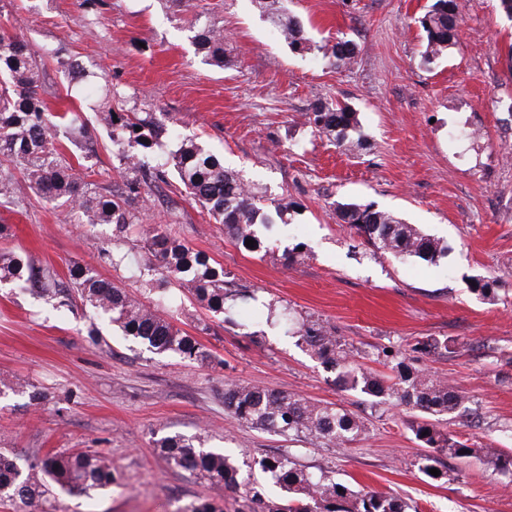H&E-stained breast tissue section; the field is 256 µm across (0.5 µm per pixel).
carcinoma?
<instances>
[{
  "label": "carcinoma",
  "mask_w": 512,
  "mask_h": 512,
  "mask_svg": "<svg viewBox=\"0 0 512 512\" xmlns=\"http://www.w3.org/2000/svg\"><path fill=\"white\" fill-rule=\"evenodd\" d=\"M278 35L297 53H320L329 67L343 68L358 50L350 39L317 42L306 36L302 20L288 7V0H255ZM460 22L458 0H434L418 18L425 35L422 60L431 64L456 45ZM193 43L204 61L224 66V31L204 24L194 26ZM56 61L66 76L68 88L98 87L89 100L98 125L116 147V171L120 182L101 188L76 176L72 164L55 145L58 133L76 128L75 112L53 113L44 98L41 74L45 61ZM307 121L320 137L339 147H361L366 139L359 113L350 105L318 100L307 113ZM179 138L176 128H166L153 112L126 108V97L116 88L101 83L93 67L75 63L51 50L33 52L26 41L0 28V199L21 202L13 170H18L40 198L65 212L78 224H110L116 241L125 240L128 225L144 218L146 189L177 178L185 192L197 201L215 223L224 225V234L235 246L250 253L275 255L266 240L257 235V226L269 228L289 224L300 204L285 195L267 196L250 185L239 171L224 166V158L209 151L196 138H180L176 150L161 163L149 156L164 133ZM137 151L130 152L128 148ZM337 223L345 225L370 251L397 261L410 258L434 263L447 247L432 235L395 214L375 205L338 201L334 203ZM254 240L248 248L246 240ZM149 254L141 284L157 300L147 304L125 285L101 276L80 263L68 267L69 287L96 313L107 318L120 335L128 337L154 354L175 353L189 361L208 363L212 354L179 328L165 307L172 285L202 303L213 317L224 316L226 303L242 290L231 289L224 280V268L205 252L195 250L168 232V225L155 224L143 240ZM22 283L46 299L59 295L57 274L27 256L0 249V283ZM293 335L321 364L336 371V385L357 392L375 404L392 402L420 412L409 422L414 438L426 448L418 462L419 471L431 480L448 476L445 459H477L493 472L512 480V452L500 448H479L468 438L438 429L440 417L460 418L478 423L476 409L468 399L447 383L436 380L415 367L406 354L383 349L379 355L391 375L367 371L353 359L347 343L323 323L304 319ZM457 340L451 336L429 337L414 345L421 354L449 356L456 353ZM224 407L239 422L290 440L320 439L341 447L364 432L363 420L341 405L319 404L295 394L272 391L236 382L224 384ZM168 465L195 474L215 490V494L195 500L177 512H224V490L242 488L250 512H412L405 500L376 491L355 490L325 473L301 469L286 455L259 461L262 473L270 475L287 496L279 503L266 501L258 479L242 484L237 467L224 452L206 446L202 434L166 435L155 440ZM437 469L433 476L429 470ZM112 461L100 451H76L48 455L28 465L22 473L14 460L0 454V500L14 504L18 512H63L47 507L56 489L69 495L89 496L112 486Z\"/></svg>",
  "instance_id": "obj_1"
}]
</instances>
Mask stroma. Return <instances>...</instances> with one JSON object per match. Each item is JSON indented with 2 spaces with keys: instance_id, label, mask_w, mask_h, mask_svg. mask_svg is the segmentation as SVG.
I'll use <instances>...</instances> for the list:
<instances>
[{
  "instance_id": "obj_1",
  "label": "stroma",
  "mask_w": 512,
  "mask_h": 512,
  "mask_svg": "<svg viewBox=\"0 0 512 512\" xmlns=\"http://www.w3.org/2000/svg\"><path fill=\"white\" fill-rule=\"evenodd\" d=\"M460 39L432 64L421 59L415 22L432 0H293L314 40L343 33L360 48L345 68L300 55L254 0H0V25L15 26L33 50L97 65L138 112H161L198 137L252 186L301 203L292 224L269 238L302 244L294 266L239 250L181 188L149 190L151 216L174 212V236L206 252L255 299L229 304L228 321L177 295L172 314L212 354L192 363L155 355L115 333L93 309L55 308L36 293L0 285V380L22 378L44 395L0 397V452L35 460L47 453L98 450L118 483L93 497L61 495L68 512H177L209 495L206 482L170 467L155 439L203 434L208 446L255 464L288 454L353 487L391 494L419 512H512V481L470 459L448 460L447 481L424 477L421 448L408 429L414 410L372 406L337 390L335 373L298 347L293 326L270 318L290 309L343 336L355 360L383 374L382 348L410 351L428 336H452L456 357L417 356L416 366L446 381L477 407L479 427L443 421L477 446L512 448V20L500 0H460ZM228 36L229 62L206 64L192 43L195 19ZM353 105L367 136L344 149L318 137L305 114L320 99ZM95 154L77 174L115 183V149L89 124ZM0 201V247L65 277L72 262L138 289L144 252L113 241L108 224L64 222L52 204L25 190ZM374 204L439 238L436 264L371 254L336 222L333 201ZM124 255L119 266L103 250ZM493 280L495 301L473 291ZM336 403L366 426L344 447L287 441L249 428L224 407V380Z\"/></svg>"
}]
</instances>
